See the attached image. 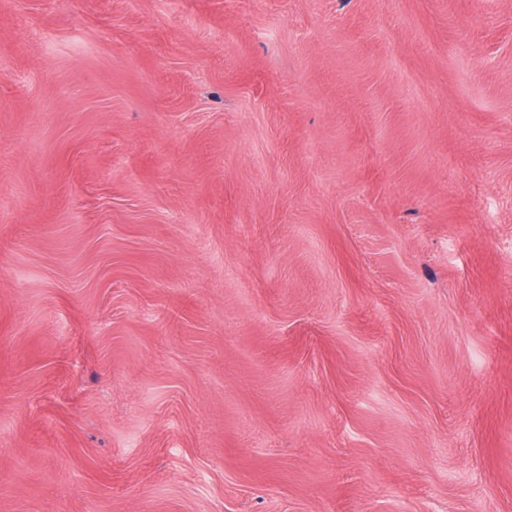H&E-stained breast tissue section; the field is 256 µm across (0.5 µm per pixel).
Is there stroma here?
Instances as JSON below:
<instances>
[{
    "mask_svg": "<svg viewBox=\"0 0 512 512\" xmlns=\"http://www.w3.org/2000/svg\"><path fill=\"white\" fill-rule=\"evenodd\" d=\"M0 512H512V0H0Z\"/></svg>",
    "mask_w": 512,
    "mask_h": 512,
    "instance_id": "obj_1",
    "label": "stroma"
}]
</instances>
